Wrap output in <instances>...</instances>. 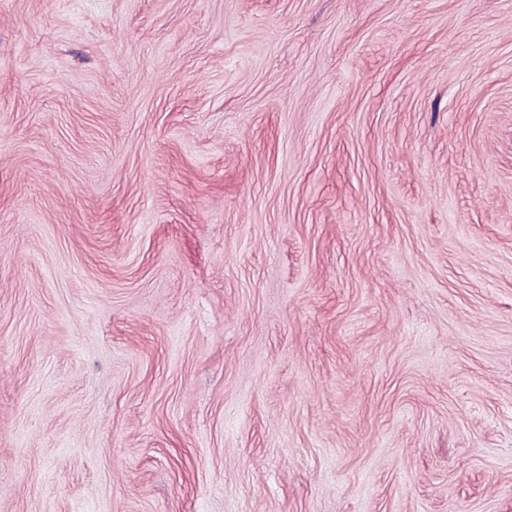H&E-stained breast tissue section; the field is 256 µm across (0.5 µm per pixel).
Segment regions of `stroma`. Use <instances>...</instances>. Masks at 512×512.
Instances as JSON below:
<instances>
[{
    "instance_id": "1",
    "label": "stroma",
    "mask_w": 512,
    "mask_h": 512,
    "mask_svg": "<svg viewBox=\"0 0 512 512\" xmlns=\"http://www.w3.org/2000/svg\"><path fill=\"white\" fill-rule=\"evenodd\" d=\"M0 512H512V0H0Z\"/></svg>"
}]
</instances>
